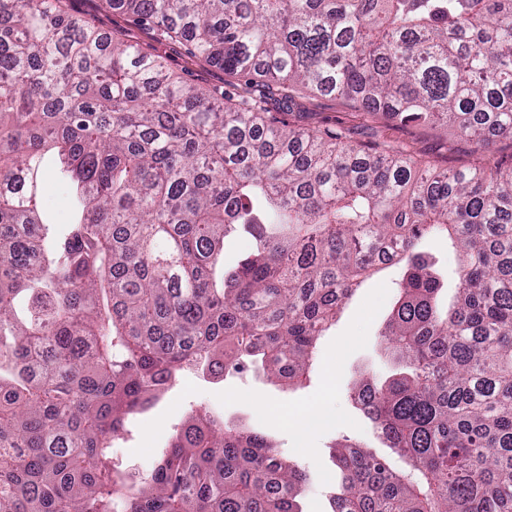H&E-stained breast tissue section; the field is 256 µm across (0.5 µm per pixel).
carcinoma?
<instances>
[{
    "mask_svg": "<svg viewBox=\"0 0 512 512\" xmlns=\"http://www.w3.org/2000/svg\"><path fill=\"white\" fill-rule=\"evenodd\" d=\"M104 2L236 93L102 40L68 0H0V512H302L309 476L206 409L146 471L113 442L199 363L303 385L394 260L395 369L360 384L405 468L338 444L333 512H512V161L495 156L512 141V0ZM301 91L450 123L479 161L440 171L269 111ZM49 176L73 197L61 231ZM240 229L254 250L226 271ZM429 236L456 248L451 287Z\"/></svg>",
    "mask_w": 512,
    "mask_h": 512,
    "instance_id": "carcinoma-1",
    "label": "carcinoma"
}]
</instances>
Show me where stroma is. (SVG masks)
<instances>
[{
    "label": "stroma",
    "instance_id": "obj_1",
    "mask_svg": "<svg viewBox=\"0 0 512 512\" xmlns=\"http://www.w3.org/2000/svg\"><path fill=\"white\" fill-rule=\"evenodd\" d=\"M69 9L102 32L121 31L129 42L161 57L172 75L197 90L205 92L224 85L222 69L188 63L183 46L152 41L132 18L113 12L104 0H70ZM291 120L300 127L340 124L350 128L356 141L400 144L442 169H460L474 159L471 144L458 137L450 126L438 123L414 128L365 119L358 105L319 94L298 93ZM399 274L398 267H389L357 291L336 325L320 338L314 369L306 384L290 389L268 381L250 368L230 373L217 383L185 372L177 385L150 409L131 418L127 434L114 444L119 462L134 471L150 468L170 435L196 410H220L226 418L271 436L282 457L310 474L311 483L302 499L304 512H331L330 496L340 480L330 457L332 443L346 439L389 461L397 459L373 424L357 409L355 399L362 375L380 377L387 371L380 332L395 301ZM259 400L270 405L269 413L257 411L255 403ZM316 406L327 409L326 425L305 435L289 430V412Z\"/></svg>",
    "mask_w": 512,
    "mask_h": 512
}]
</instances>
